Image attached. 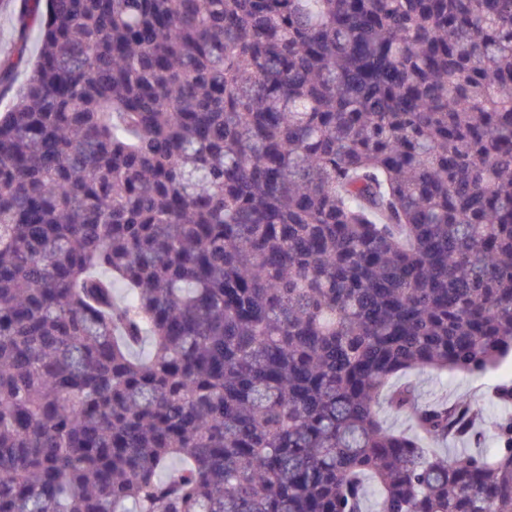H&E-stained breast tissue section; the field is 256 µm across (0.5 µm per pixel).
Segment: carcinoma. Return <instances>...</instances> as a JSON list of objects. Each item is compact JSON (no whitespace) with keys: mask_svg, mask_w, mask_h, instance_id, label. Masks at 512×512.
I'll list each match as a JSON object with an SVG mask.
<instances>
[{"mask_svg":"<svg viewBox=\"0 0 512 512\" xmlns=\"http://www.w3.org/2000/svg\"><path fill=\"white\" fill-rule=\"evenodd\" d=\"M31 29L0 512H512V380L389 385L512 356V0H24L5 87ZM510 379H512V359L509 358L498 371L481 380L448 374V383H446V380L441 381L433 371L424 369L396 378L394 382L399 384L406 380L413 381L421 392L420 400L430 401L445 396L448 397V400L462 399L474 392L487 394L495 384Z\"/></svg>","mask_w":512,"mask_h":512,"instance_id":"1","label":"carcinoma"}]
</instances>
